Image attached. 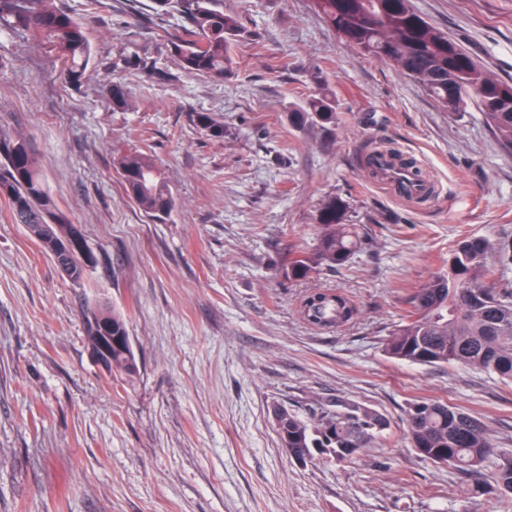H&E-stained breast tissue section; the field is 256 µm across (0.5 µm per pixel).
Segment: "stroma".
<instances>
[{"instance_id":"1","label":"stroma","mask_w":512,"mask_h":512,"mask_svg":"<svg viewBox=\"0 0 512 512\" xmlns=\"http://www.w3.org/2000/svg\"><path fill=\"white\" fill-rule=\"evenodd\" d=\"M55 4L86 32V76L70 82L51 44L0 22V134L29 140L96 264L72 283L0 199V512H512L418 455L405 425L412 401L439 400L512 448V386L382 350L462 235L512 244V152L479 113L443 109L359 54L311 0H221L254 35L221 80L182 71L167 41L182 19L153 0ZM411 5L512 78V0ZM320 80L337 124L293 127L289 112ZM115 84L126 108L112 106ZM198 112L223 120V140L199 132ZM377 149L420 168L432 198L369 175ZM134 151L153 156L175 198L163 220L125 194L116 162ZM335 195L372 243L293 276L289 253L315 244ZM318 288L347 293L359 318L332 333L306 325L298 304ZM96 303L126 315L134 382L91 354L84 311ZM336 401L377 411L387 429L357 459L291 461L275 408L305 417Z\"/></svg>"}]
</instances>
